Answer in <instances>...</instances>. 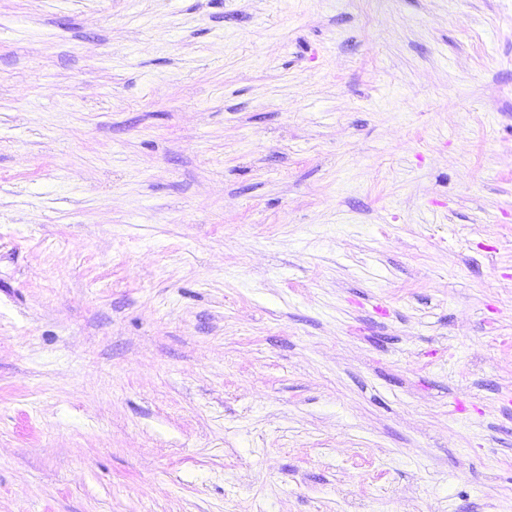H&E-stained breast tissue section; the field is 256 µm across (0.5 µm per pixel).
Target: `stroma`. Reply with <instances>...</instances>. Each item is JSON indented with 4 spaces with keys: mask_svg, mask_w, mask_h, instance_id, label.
Returning <instances> with one entry per match:
<instances>
[{
    "mask_svg": "<svg viewBox=\"0 0 512 512\" xmlns=\"http://www.w3.org/2000/svg\"><path fill=\"white\" fill-rule=\"evenodd\" d=\"M0 512H512V0H0Z\"/></svg>",
    "mask_w": 512,
    "mask_h": 512,
    "instance_id": "stroma-1",
    "label": "stroma"
}]
</instances>
